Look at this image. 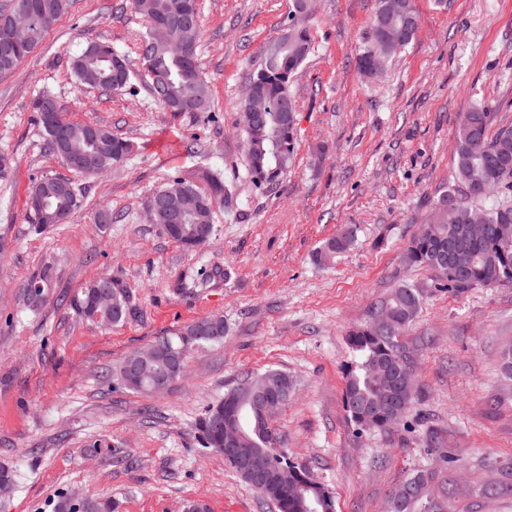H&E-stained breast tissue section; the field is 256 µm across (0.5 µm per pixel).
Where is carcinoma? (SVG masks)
I'll use <instances>...</instances> for the list:
<instances>
[{"label": "carcinoma", "mask_w": 512, "mask_h": 512, "mask_svg": "<svg viewBox=\"0 0 512 512\" xmlns=\"http://www.w3.org/2000/svg\"><path fill=\"white\" fill-rule=\"evenodd\" d=\"M308 0H292L288 24L277 37L278 54L271 58L266 47H261L254 70L240 102L243 111H262L260 123L243 128L244 155L247 173L253 184L268 188L277 184L288 171L296 152L297 106L291 86L295 75L307 60L313 48V35L305 23L309 14ZM68 0H15L13 12L29 10L30 25L15 29L12 15H0V46L10 39L26 46L6 63L0 59V74L17 68L22 61L43 44L50 31L67 8ZM188 8L201 13L198 0H139L136 13L144 22L145 33L139 46V58L149 77L153 99L173 116L181 115V104L196 103L195 111L206 114L213 110L208 82L203 74L199 47L201 27L183 29L178 36L169 30L173 12ZM392 17V28L398 38L392 45L379 39V25L384 15ZM416 16L413 0H377L358 68L367 71L373 55L381 57L379 68L401 53L413 40L416 27L400 33L403 24ZM71 69L84 84L104 91L115 87L114 76H119L121 90L132 88L133 71L126 56L108 42L91 41L71 59ZM53 99L42 93L32 102L39 125L45 135V149L65 158L67 155H86L95 160V170L79 172L94 176L123 162L132 152V143L96 123L75 122L66 113H54V120L43 118L41 103ZM492 113L485 108H472L461 114L455 131V174L458 185L443 191L431 203L433 221L422 225L412 236L404 254L410 266L426 268L435 273V288L460 293L470 288L512 285V125L501 126L489 134ZM54 184L46 196V212L56 216L55 223L65 224L81 206L75 185L67 178L43 177L33 181L28 196L40 194L45 186ZM166 193L165 203L153 211V223H171V215L186 210L181 218L182 232L172 240L184 245L195 236L194 247L209 241L203 232L213 223V200L229 191L219 178L210 181V191L199 190L180 176H168L157 188ZM493 197L490 206L486 199ZM477 211L484 216L483 233L475 236L467 224V214ZM352 233L344 230L327 239L317 253L321 261H328L352 244ZM52 282L45 269L30 278L27 284V302L38 306V297ZM104 293L110 304L99 320L89 313L93 298ZM425 297V290L413 284L402 283L382 303L383 322L371 323L354 329L349 342L359 361L350 366L344 376L345 404L350 421L359 431H386L397 428L401 422L392 420L384 411L385 401L396 398L406 408L415 399V382L401 385L380 384L372 373L393 363L410 359L401 341L402 333L415 319ZM72 305L89 322L102 326H118L133 319L136 309L130 290L119 278L105 275L89 282L72 299ZM224 337V319H200L184 330L155 341L150 367L165 372L170 366L186 358L187 350L203 346ZM137 361V352L128 354L116 374L119 383L135 392L148 393L147 382H137L129 375ZM276 382L284 395L283 402L293 393L294 384L287 373L270 369L248 376L224 394V399L236 397L242 406V427L249 437L244 447L262 458H275L279 469L266 474L256 482L249 477L242 480L250 485L276 512H335L334 499L329 489L310 472L290 462L282 448L278 428L272 416L280 406L268 407L269 384ZM224 404L210 407L200 420L204 447L212 450L218 445L211 441L210 432L217 418L223 416ZM457 458L440 457L430 465L411 473L396 486L391 496L399 501L397 512H454L448 501L433 495L432 482L436 466ZM52 512H115L116 504L108 499L85 498L74 502L61 495L51 503Z\"/></svg>", "instance_id": "1"}]
</instances>
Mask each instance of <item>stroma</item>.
<instances>
[{
  "label": "stroma",
  "instance_id": "stroma-1",
  "mask_svg": "<svg viewBox=\"0 0 512 512\" xmlns=\"http://www.w3.org/2000/svg\"><path fill=\"white\" fill-rule=\"evenodd\" d=\"M199 3L213 118L166 112L143 76L121 93L74 77L70 60L90 41L136 58L145 27L129 0H70L43 45L0 74V154L14 166L0 181V463L16 472L0 512H49L73 492L115 498L119 512H185L195 500L208 512H272L198 431L227 390L269 368L294 381L273 418L284 449L332 491L336 512H383L401 480L447 450L460 463L439 469L437 494L456 512H512V476L486 467L512 465V380L501 369L512 287L441 292L432 271L404 261L430 202L453 182L460 114L489 106L496 125H512V0H414V40L371 77L357 59L376 0H313L314 48L292 84L297 152L271 189L247 174L239 101L292 2ZM42 92L72 120L131 140L127 159L72 176L44 149L31 108ZM170 173L203 191L215 175L237 183L214 201L211 238L193 251L146 216ZM44 176L73 178L83 205L69 223L38 230L26 196ZM348 228L353 245L318 261L322 243ZM46 267L49 294L30 308L26 285ZM106 274L127 283L137 308L115 327L71 304ZM402 282L427 291L402 337L418 397L408 427L361 432L344 401L348 333ZM208 316L223 317V340L189 351L169 388L106 387L128 353Z\"/></svg>",
  "mask_w": 512,
  "mask_h": 512
}]
</instances>
